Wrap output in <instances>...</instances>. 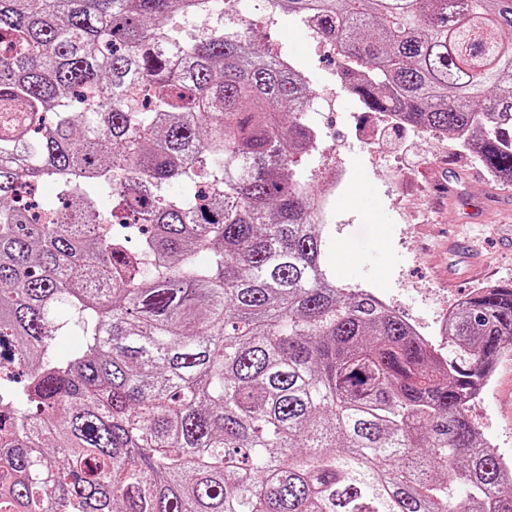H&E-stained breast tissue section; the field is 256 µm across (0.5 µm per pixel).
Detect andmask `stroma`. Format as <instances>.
I'll return each mask as SVG.
<instances>
[{
  "instance_id": "1",
  "label": "stroma",
  "mask_w": 512,
  "mask_h": 512,
  "mask_svg": "<svg viewBox=\"0 0 512 512\" xmlns=\"http://www.w3.org/2000/svg\"><path fill=\"white\" fill-rule=\"evenodd\" d=\"M244 0L248 27L264 44L299 62L311 91L331 88L336 102L317 114L318 149L308 160L312 187L332 195L328 257L336 275L362 284L439 343L447 303L487 285L512 286V184L497 182L471 152L446 135L386 124L341 85L338 60L312 53L301 22L255 10ZM345 170L344 188L332 176ZM475 239L477 258L450 249L449 239ZM467 415L504 459H512V357L500 361Z\"/></svg>"
}]
</instances>
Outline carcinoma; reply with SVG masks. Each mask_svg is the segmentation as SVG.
I'll return each instance as SVG.
<instances>
[{
	"instance_id": "1",
	"label": "carcinoma",
	"mask_w": 512,
	"mask_h": 512,
	"mask_svg": "<svg viewBox=\"0 0 512 512\" xmlns=\"http://www.w3.org/2000/svg\"><path fill=\"white\" fill-rule=\"evenodd\" d=\"M273 2L366 109L512 176V0ZM202 14L224 0H0V512H512L467 416L512 287L461 300L443 352L337 280L304 70L168 24ZM44 180L52 223L19 201ZM59 321L69 322L67 335L60 336L57 345L59 351L65 353L81 343L82 332L80 331L79 327L74 325V318L72 317L71 311L67 306H62L59 309Z\"/></svg>"
}]
</instances>
